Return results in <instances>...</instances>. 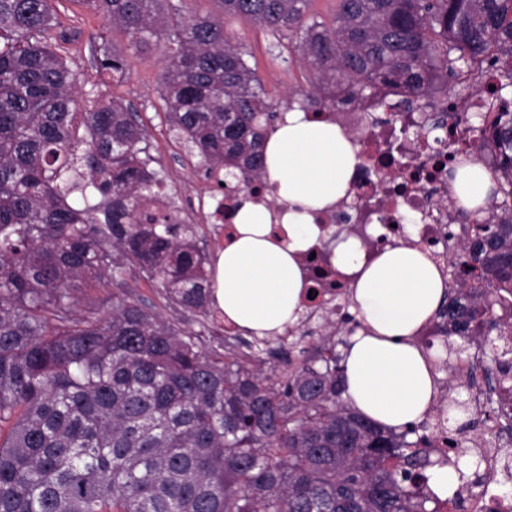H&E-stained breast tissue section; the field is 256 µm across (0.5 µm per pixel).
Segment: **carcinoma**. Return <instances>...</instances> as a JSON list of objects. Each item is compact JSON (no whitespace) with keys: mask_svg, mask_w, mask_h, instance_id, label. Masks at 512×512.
<instances>
[{"mask_svg":"<svg viewBox=\"0 0 512 512\" xmlns=\"http://www.w3.org/2000/svg\"><path fill=\"white\" fill-rule=\"evenodd\" d=\"M124 32L134 54L160 50L169 133L224 171L231 190L266 181L267 128L278 119L249 53L224 18L288 33L308 87L294 100L318 119L374 99L398 109L427 99L490 49L512 57V0H336L327 25L312 0H215L218 11L161 15L162 0H85ZM55 0H0V512H439L421 425L387 429L344 397L342 338L302 319L291 340L236 337L244 350L207 352L199 335L125 291L138 266L165 299L216 321L212 268L150 168L147 132L107 84L83 94L60 53ZM100 70L126 78L101 39ZM512 90L498 72L493 101ZM469 131L497 153L495 189L451 251L453 283L437 327L512 369V113L474 112ZM121 294L112 312L71 320L84 288ZM53 318H48V313ZM298 352L270 372L261 365ZM512 429V411H478Z\"/></svg>","mask_w":512,"mask_h":512,"instance_id":"carcinoma-1","label":"carcinoma"}]
</instances>
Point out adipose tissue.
<instances>
[{"mask_svg":"<svg viewBox=\"0 0 512 512\" xmlns=\"http://www.w3.org/2000/svg\"><path fill=\"white\" fill-rule=\"evenodd\" d=\"M359 159L336 124L284 113L265 146L267 180L284 207L239 199L233 232L216 253L214 298L246 336H273L301 315L308 288L299 263L326 232L316 222L344 198ZM448 187L463 208L485 207L494 184L478 162L455 168ZM331 261L356 274L351 311L359 325L342 348L346 396L375 423L400 429L422 421L436 387L415 333L438 311L446 282L423 251L396 241L366 261L355 239L339 242Z\"/></svg>","mask_w":512,"mask_h":512,"instance_id":"obj_1","label":"adipose tissue"}]
</instances>
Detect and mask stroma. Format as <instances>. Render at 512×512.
I'll list each match as a JSON object with an SVG mask.
<instances>
[{"label":"stroma","mask_w":512,"mask_h":512,"mask_svg":"<svg viewBox=\"0 0 512 512\" xmlns=\"http://www.w3.org/2000/svg\"><path fill=\"white\" fill-rule=\"evenodd\" d=\"M59 10L64 29L72 35L65 49L70 56L77 89L83 92L100 79L94 52L97 35H106L120 51H125L127 40L106 19L89 13L80 0H62ZM225 26L249 52L250 64L258 70L266 92L275 102H282L288 88L306 85L309 74L300 66L296 55L291 53L287 36H279L261 26L234 19L226 20ZM126 59L125 80L110 85L108 91L111 96L140 112L148 135L150 153L154 158V169L160 172L174 198L179 200L182 217L187 223L197 225L205 252L214 254L219 242L212 236L211 225L200 223L198 210L193 207L192 201L199 188H208L210 194L216 197L220 196L221 191L205 179L197 157L187 152L167 130L159 98V78L165 59L158 52L140 55L127 53ZM128 282L137 296L155 302L158 313L164 319L180 321L185 331L202 333L203 327L198 317L182 309L171 308L159 300L138 268L129 270Z\"/></svg>","instance_id":"obj_1"}]
</instances>
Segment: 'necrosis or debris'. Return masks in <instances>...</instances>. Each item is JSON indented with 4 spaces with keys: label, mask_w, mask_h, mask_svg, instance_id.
I'll use <instances>...</instances> for the list:
<instances>
[{
    "label": "necrosis or debris",
    "mask_w": 512,
    "mask_h": 512,
    "mask_svg": "<svg viewBox=\"0 0 512 512\" xmlns=\"http://www.w3.org/2000/svg\"><path fill=\"white\" fill-rule=\"evenodd\" d=\"M333 120L358 149L357 165L347 196L328 213L324 224H347L353 229L366 255H373L384 241L403 237L405 220H412L416 246L427 250L440 270L448 268L449 228L463 229L464 219L448 192V161L437 156L417 131L431 114L426 105H412L390 117L370 99L357 109L333 113ZM300 264L319 297L308 303L322 313L336 300L347 299L351 276L337 273L334 266L302 256ZM476 455L484 464L480 483H464L460 496L464 512H512V494L504 492L498 471L504 447L486 433L476 434Z\"/></svg>",
    "instance_id": "4bbe7bcc"
}]
</instances>
